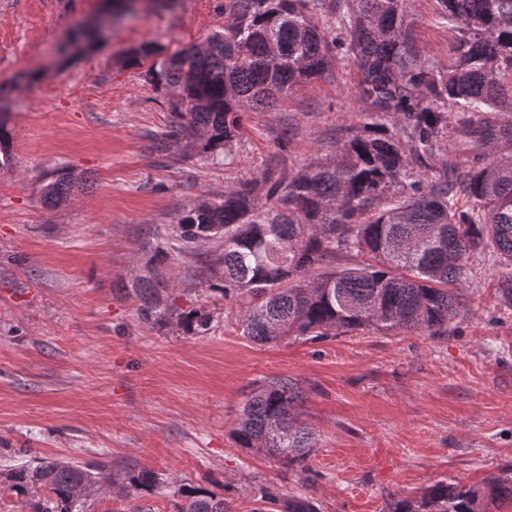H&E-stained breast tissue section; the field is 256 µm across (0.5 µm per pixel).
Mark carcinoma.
<instances>
[{"label": "carcinoma", "mask_w": 512, "mask_h": 512, "mask_svg": "<svg viewBox=\"0 0 512 512\" xmlns=\"http://www.w3.org/2000/svg\"><path fill=\"white\" fill-rule=\"evenodd\" d=\"M453 58L440 66L418 45L411 0H224V31L202 47L162 55L145 44L126 65L153 59L148 76L169 96L172 121L151 133L154 152L234 160L244 116L328 74L339 58L357 70L359 121L335 157L295 170L275 162L183 211L179 251L217 241L210 264L224 299L247 301L243 334L257 343L316 341L372 328L445 333L461 312L468 261L499 256L501 301L512 306V0H435ZM9 113L0 106V167L11 163ZM461 158L448 163V154ZM83 183L68 164L43 186L50 207ZM470 204L458 205L460 195ZM146 321L176 320L203 334L192 309L159 312L161 283L136 279ZM301 393L286 380L254 386L231 435L238 447L310 476L317 441L299 420ZM173 512H231L224 497L150 470H112L64 458L0 464V494L25 512H91L95 498H131L153 512L161 491ZM255 512H317L302 496L254 490ZM512 504V468L480 485L438 481L391 494L385 512H489Z\"/></svg>", "instance_id": "obj_1"}]
</instances>
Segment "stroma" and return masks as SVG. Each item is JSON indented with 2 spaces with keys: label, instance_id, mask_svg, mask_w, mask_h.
<instances>
[{
  "label": "stroma",
  "instance_id": "stroma-1",
  "mask_svg": "<svg viewBox=\"0 0 512 512\" xmlns=\"http://www.w3.org/2000/svg\"><path fill=\"white\" fill-rule=\"evenodd\" d=\"M426 54L448 62L451 38L414 0ZM102 0H0V103L10 114L11 166L0 168V460L108 459L223 494L253 512V490L310 498L318 512H384L392 492L440 480L482 483L512 466V307L493 254L471 261L465 306L447 333L360 330L322 341L260 344L244 336L245 303L210 292L215 246L175 254L184 209L275 158L333 157L357 120L351 61L277 106L248 113L235 161L187 162L151 151L171 122L169 99L143 66L144 43L170 55L224 28V0H138L104 29ZM76 166L88 187L44 204L52 169ZM165 263L164 301L211 318L196 335L147 322L121 288L149 250ZM298 386V412L318 434L308 482L231 437L254 382Z\"/></svg>",
  "mask_w": 512,
  "mask_h": 512
}]
</instances>
